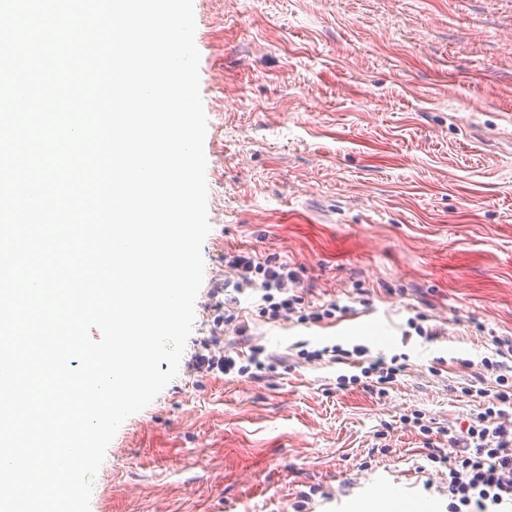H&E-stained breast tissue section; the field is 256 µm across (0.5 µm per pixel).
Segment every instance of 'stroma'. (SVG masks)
Instances as JSON below:
<instances>
[{"label": "stroma", "instance_id": "stroma-1", "mask_svg": "<svg viewBox=\"0 0 512 512\" xmlns=\"http://www.w3.org/2000/svg\"><path fill=\"white\" fill-rule=\"evenodd\" d=\"M208 119L203 284L177 376L128 417L90 512H448L446 476L403 415L465 424L453 393L512 336V0H194ZM287 264L300 309L246 293L223 324L225 257ZM420 318L426 339L411 332ZM259 346L258 377L196 365ZM338 346L408 355L386 395L339 388Z\"/></svg>", "mask_w": 512, "mask_h": 512}]
</instances>
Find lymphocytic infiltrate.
Segmentation results:
<instances>
[{
  "instance_id": "lymphocytic-infiltrate-1",
  "label": "lymphocytic infiltrate",
  "mask_w": 512,
  "mask_h": 512,
  "mask_svg": "<svg viewBox=\"0 0 512 512\" xmlns=\"http://www.w3.org/2000/svg\"><path fill=\"white\" fill-rule=\"evenodd\" d=\"M234 278L224 282V322L245 334L234 312L245 289L260 291V311L272 321L294 314L298 296L288 291L293 273L284 264H272L249 255L231 257ZM497 360H482L480 371L460 391L485 398L481 412L468 425L448 429L449 454L432 451L430 462L442 464L448 471V512H498L512 507V340L495 338ZM404 367L377 360L351 376H340V385L363 386L378 394L397 380Z\"/></svg>"
}]
</instances>
